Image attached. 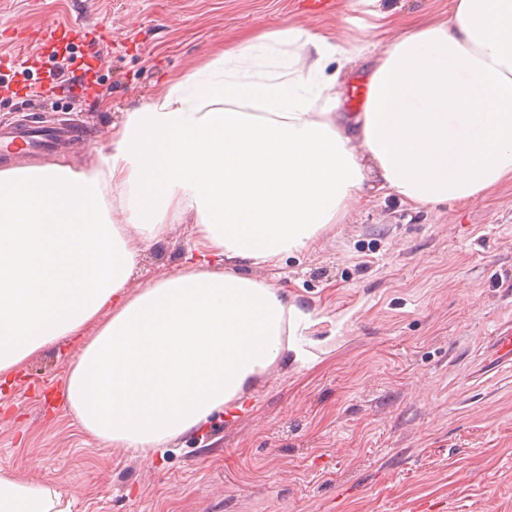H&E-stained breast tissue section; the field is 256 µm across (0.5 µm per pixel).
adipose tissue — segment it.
I'll list each match as a JSON object with an SVG mask.
<instances>
[{"label": "adipose tissue", "instance_id": "obj_1", "mask_svg": "<svg viewBox=\"0 0 512 512\" xmlns=\"http://www.w3.org/2000/svg\"><path fill=\"white\" fill-rule=\"evenodd\" d=\"M357 2L359 42L302 24L244 36L128 113L89 166L0 169V375L72 338L66 393L82 429L153 457L241 408L303 329L287 295L240 265L308 251L371 183L437 208L512 180V0H452L398 34L379 0ZM283 43L300 67L239 70ZM356 59L368 95L346 112ZM186 217L195 260L130 291L143 253ZM0 512L65 510L55 489L1 466Z\"/></svg>", "mask_w": 512, "mask_h": 512}]
</instances>
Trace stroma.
Here are the masks:
<instances>
[{"mask_svg": "<svg viewBox=\"0 0 512 512\" xmlns=\"http://www.w3.org/2000/svg\"><path fill=\"white\" fill-rule=\"evenodd\" d=\"M0 0V120L87 118L94 135L15 166L94 161L113 132L195 71L212 47L260 28L337 26L361 37L355 0ZM396 29L448 0H380ZM98 34L58 46L93 63L59 95L43 67L12 62L46 21ZM188 225H170L129 284L182 271ZM242 274L312 312L308 362L279 364L245 411L213 415L163 457L112 447L81 429L64 387L79 346L37 351L0 383V466L54 488L70 512H512V363L485 368L499 323H512V183L437 210L365 196L307 252Z\"/></svg>", "mask_w": 512, "mask_h": 512, "instance_id": "1", "label": "stroma"}]
</instances>
